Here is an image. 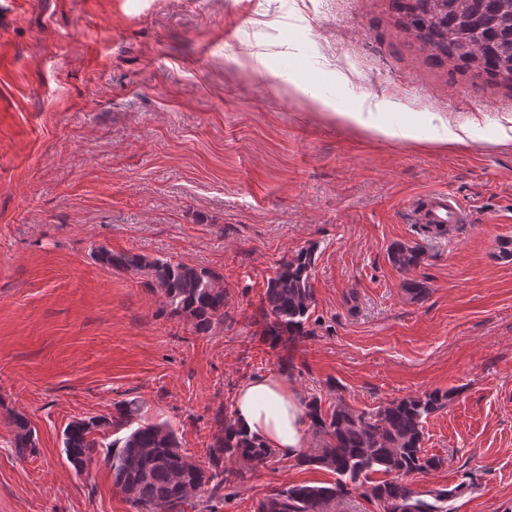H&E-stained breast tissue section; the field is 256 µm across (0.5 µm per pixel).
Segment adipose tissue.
Wrapping results in <instances>:
<instances>
[{
	"instance_id": "obj_1",
	"label": "adipose tissue",
	"mask_w": 512,
	"mask_h": 512,
	"mask_svg": "<svg viewBox=\"0 0 512 512\" xmlns=\"http://www.w3.org/2000/svg\"><path fill=\"white\" fill-rule=\"evenodd\" d=\"M331 121L358 128L377 139L419 142L409 126L393 127L360 112L331 109ZM234 416L239 427L266 446L286 456H295L307 446L305 410L296 387L281 374H263L241 385L234 398Z\"/></svg>"
}]
</instances>
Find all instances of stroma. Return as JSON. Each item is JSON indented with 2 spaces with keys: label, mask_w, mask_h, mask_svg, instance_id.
<instances>
[{
  "label": "stroma",
  "mask_w": 512,
  "mask_h": 512,
  "mask_svg": "<svg viewBox=\"0 0 512 512\" xmlns=\"http://www.w3.org/2000/svg\"><path fill=\"white\" fill-rule=\"evenodd\" d=\"M322 101L471 136L445 151L375 139ZM509 127L512 87L436 61L390 0H0V512H135L106 463L122 430L81 474L62 444L68 423L125 399L206 462L216 414L279 369L253 315L305 249L315 302L289 373L304 398L361 411L452 391L425 424L445 463L413 483L452 491L448 512H512ZM433 190L471 215L445 239L410 221ZM397 242L425 250L412 273L388 260ZM100 246L214 271L230 320L195 332L146 274L101 266ZM18 412L35 431L25 456ZM334 480L279 457L217 512ZM10 425L14 429L12 443L15 452L20 456L32 453L35 448V439L27 417L15 413L10 420Z\"/></svg>",
  "instance_id": "35a3bbf8"
}]
</instances>
